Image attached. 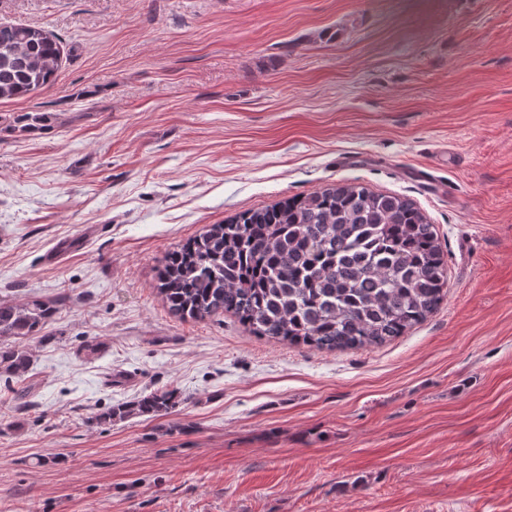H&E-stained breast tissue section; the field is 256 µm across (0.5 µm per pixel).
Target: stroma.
Returning a JSON list of instances; mask_svg holds the SVG:
<instances>
[{"label":"stroma","mask_w":512,"mask_h":512,"mask_svg":"<svg viewBox=\"0 0 512 512\" xmlns=\"http://www.w3.org/2000/svg\"><path fill=\"white\" fill-rule=\"evenodd\" d=\"M1 23L61 64L0 100V303L60 301L26 382L0 376V512H512V0H0ZM343 180L435 224L436 313L328 352L168 312L180 242ZM169 386V416L98 419Z\"/></svg>","instance_id":"stroma-1"}]
</instances>
